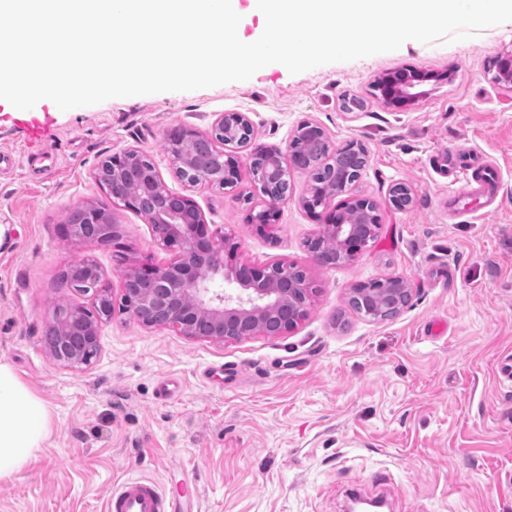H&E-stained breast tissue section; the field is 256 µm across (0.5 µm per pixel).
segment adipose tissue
Listing matches in <instances>:
<instances>
[{"mask_svg":"<svg viewBox=\"0 0 512 512\" xmlns=\"http://www.w3.org/2000/svg\"><path fill=\"white\" fill-rule=\"evenodd\" d=\"M48 431V413L43 402L7 363L0 362V479L18 472Z\"/></svg>","mask_w":512,"mask_h":512,"instance_id":"1","label":"adipose tissue"}]
</instances>
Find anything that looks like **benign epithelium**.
<instances>
[{
	"instance_id": "7a95c632",
	"label": "benign epithelium",
	"mask_w": 512,
	"mask_h": 512,
	"mask_svg": "<svg viewBox=\"0 0 512 512\" xmlns=\"http://www.w3.org/2000/svg\"><path fill=\"white\" fill-rule=\"evenodd\" d=\"M389 83L386 101L396 108L406 107L417 101L420 93L416 85L399 82L395 74L384 76ZM495 81L507 94H512V54L498 64ZM253 129L249 118L240 112L221 114L207 132H200L187 125L169 128L165 140L178 142L184 149L171 154L176 174L192 188H205L221 181L227 185L237 178L240 157L236 150H249L248 159L268 157L265 167L266 181L274 186L286 174L281 152L238 135L239 128ZM209 141L224 160L220 173L200 163L190 142ZM141 155L135 148L115 154L110 159L112 173L104 176L95 173L106 202L87 203L75 207L70 216H87L100 228V241L115 239V210L122 207L141 214L152 225L155 239L176 254L173 261L158 266L141 263L121 273L125 311L136 321L153 327L157 319L164 320L163 327L178 331L188 337H203L215 341L236 340L240 337L263 333L270 319L286 317L293 320L295 307L309 302L312 289L307 281L290 277L276 278L268 267H256L238 261V246L229 243V237L218 229H210L196 201L189 195H174L166 188L160 175L142 173L126 162ZM337 193L310 191L302 199L320 226L318 235L331 236L345 256L354 259L373 239L371 228L380 227L376 208L363 198H352L336 204ZM276 196L268 197L266 206L250 217V223L264 233L278 217ZM61 237L71 242H92L96 239L77 233V225H59ZM236 286L237 293L219 292L215 283ZM411 285L400 277L391 278L390 287L383 289L382 304L409 301ZM56 324L61 335L54 359L74 367L88 365L96 354L82 355L69 345V338L81 336L91 346L97 345L98 323L112 317L108 293L99 298L97 318L92 319L81 309H58Z\"/></svg>"
}]
</instances>
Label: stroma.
<instances>
[{"mask_svg": "<svg viewBox=\"0 0 512 512\" xmlns=\"http://www.w3.org/2000/svg\"><path fill=\"white\" fill-rule=\"evenodd\" d=\"M512 53V22L454 43L420 42L292 74L268 65L246 81L113 98L51 110L31 133L0 112V361L45 404L50 430L28 462L0 480V512H105L129 477L175 494L193 483L202 512H344L357 482L391 512H512V98L495 81ZM430 74L422 97L397 109L374 83L396 69ZM356 96L362 109L341 107ZM225 112L253 123L257 143L288 152L301 124L328 142L364 145L354 196L378 207L377 240L358 258L314 264L319 226L301 204L308 171H290L278 220L257 232L261 203L249 169L234 187L191 190L164 148L178 124L205 131ZM147 155L166 187L189 194L242 260L302 267L315 287L307 315L278 336L216 342L146 327L119 307L120 272L170 262L138 213H119L118 246L71 243L58 226L102 198L100 161ZM499 169V190L453 198L456 165ZM411 193L403 209L392 188ZM99 266L116 308L98 325V354L75 368L53 359L45 330L56 305L92 310L61 280L84 258ZM400 276L413 288L394 318L350 311L352 285ZM237 369L230 386L208 368Z\"/></svg>", "mask_w": 512, "mask_h": 512, "instance_id": "obj_1", "label": "stroma"}]
</instances>
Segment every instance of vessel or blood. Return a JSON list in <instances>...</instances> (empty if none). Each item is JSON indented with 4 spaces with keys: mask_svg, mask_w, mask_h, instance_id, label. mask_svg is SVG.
<instances>
[{
    "mask_svg": "<svg viewBox=\"0 0 512 512\" xmlns=\"http://www.w3.org/2000/svg\"><path fill=\"white\" fill-rule=\"evenodd\" d=\"M106 512H197L182 496L167 494L154 482L128 478L113 487Z\"/></svg>",
    "mask_w": 512,
    "mask_h": 512,
    "instance_id": "1",
    "label": "vessel or blood"
}]
</instances>
